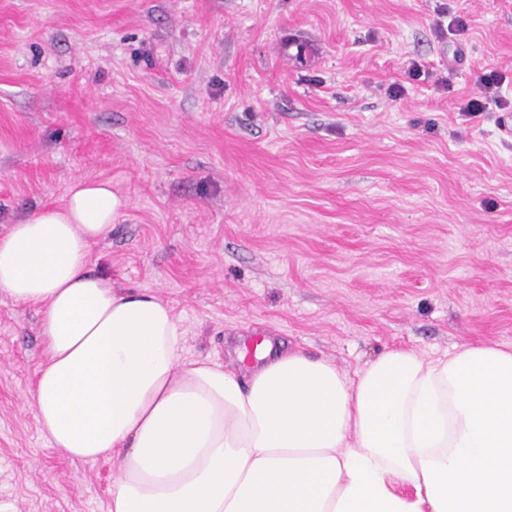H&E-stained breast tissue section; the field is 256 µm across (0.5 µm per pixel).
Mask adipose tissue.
<instances>
[{
  "label": "adipose tissue",
  "instance_id": "ef3b65f1",
  "mask_svg": "<svg viewBox=\"0 0 512 512\" xmlns=\"http://www.w3.org/2000/svg\"><path fill=\"white\" fill-rule=\"evenodd\" d=\"M128 202L79 182L0 235V290L43 307L42 432L117 471L108 512H512V350L300 351L249 374L180 354L172 312L88 269Z\"/></svg>",
  "mask_w": 512,
  "mask_h": 512
}]
</instances>
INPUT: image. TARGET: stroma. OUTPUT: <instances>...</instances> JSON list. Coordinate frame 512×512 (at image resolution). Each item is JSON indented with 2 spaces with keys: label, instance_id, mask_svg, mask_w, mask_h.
Returning a JSON list of instances; mask_svg holds the SVG:
<instances>
[{
  "label": "stroma",
  "instance_id": "1",
  "mask_svg": "<svg viewBox=\"0 0 512 512\" xmlns=\"http://www.w3.org/2000/svg\"><path fill=\"white\" fill-rule=\"evenodd\" d=\"M491 70L512 104V0H0V235L110 182L90 270L244 374L259 338L350 373L512 348V137L459 110ZM41 317L0 291V512H107L111 463L26 401Z\"/></svg>",
  "mask_w": 512,
  "mask_h": 512
}]
</instances>
